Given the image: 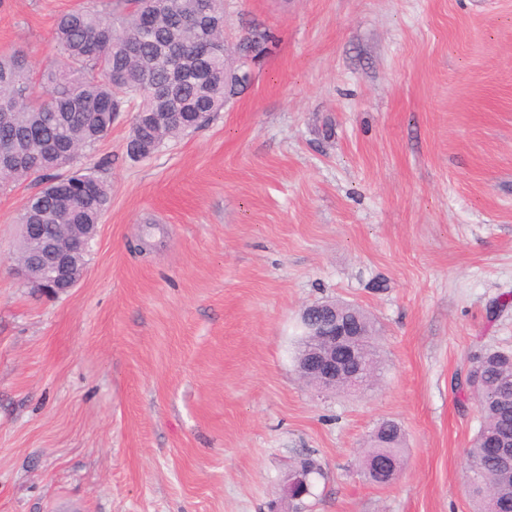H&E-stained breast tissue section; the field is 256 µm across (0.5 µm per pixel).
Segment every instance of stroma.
<instances>
[{"label": "stroma", "instance_id": "35a3bbf8", "mask_svg": "<svg viewBox=\"0 0 512 512\" xmlns=\"http://www.w3.org/2000/svg\"><path fill=\"white\" fill-rule=\"evenodd\" d=\"M79 3L0 0V53L43 68ZM254 28L277 44L207 125L135 160L121 112L89 154L112 202L70 293L15 277L40 185L0 190V512H474L464 378L512 350V0H224L228 47ZM326 299L377 330L362 391L296 370ZM401 442L402 433L398 422L383 420L376 427L370 437V448L363 459L364 469L373 482L386 484L401 468ZM301 469L310 476L311 485L316 475H320L321 468L312 458H303L295 469ZM301 470L289 473L284 481V496L289 500H301L310 493V485L306 476Z\"/></svg>", "mask_w": 512, "mask_h": 512}]
</instances>
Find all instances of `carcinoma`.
I'll return each instance as SVG.
<instances>
[{
  "label": "carcinoma",
  "mask_w": 512,
  "mask_h": 512,
  "mask_svg": "<svg viewBox=\"0 0 512 512\" xmlns=\"http://www.w3.org/2000/svg\"><path fill=\"white\" fill-rule=\"evenodd\" d=\"M224 0H100L63 14L54 30L59 57L36 71L21 52L0 54V181L30 177L46 186L18 223L39 213L59 224H97L111 203L108 186L77 163L112 129L117 112H175L144 138L160 148L189 125V112H219L241 88L224 77L220 37ZM246 48L261 61L272 37L253 30ZM65 174L47 176L53 170ZM481 426L467 452L470 490L479 512H512V353L476 357ZM401 427L382 421L363 466L388 483L402 466Z\"/></svg>",
  "instance_id": "1"
}]
</instances>
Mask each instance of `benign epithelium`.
<instances>
[{
    "mask_svg": "<svg viewBox=\"0 0 512 512\" xmlns=\"http://www.w3.org/2000/svg\"><path fill=\"white\" fill-rule=\"evenodd\" d=\"M96 224H53L46 234L40 224L20 225L23 251L17 256L16 271L31 288L63 294L85 276L83 255L90 250L97 234ZM317 313L331 318V323L312 332L297 363L301 378L313 379L320 388L331 389L346 381L355 386L365 373L364 354L359 343L365 332L350 330L348 314L336 312V302L322 301L306 307L301 320L307 322ZM310 493V485L300 470L289 473L284 481V496L300 500Z\"/></svg>",
    "mask_w": 512,
    "mask_h": 512,
    "instance_id": "1",
    "label": "benign epithelium"
}]
</instances>
